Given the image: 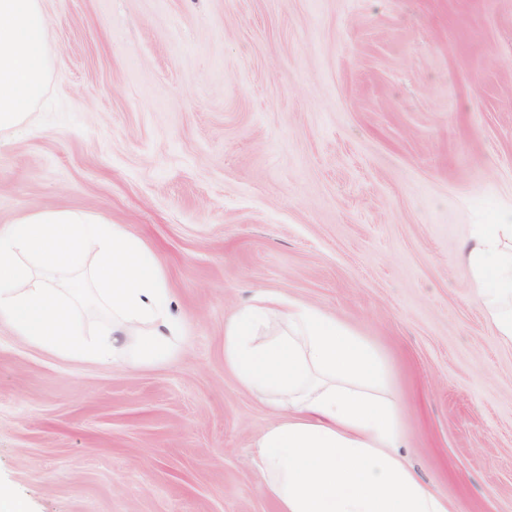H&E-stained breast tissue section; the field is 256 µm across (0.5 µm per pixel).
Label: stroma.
<instances>
[{
	"mask_svg": "<svg viewBox=\"0 0 512 512\" xmlns=\"http://www.w3.org/2000/svg\"><path fill=\"white\" fill-rule=\"evenodd\" d=\"M51 72L0 134V225L102 216L159 255L189 336L102 367L0 327V484L30 512H277L273 416L224 369L261 291L386 359L415 474L512 512V346L463 245L512 208V0H42Z\"/></svg>",
	"mask_w": 512,
	"mask_h": 512,
	"instance_id": "stroma-1",
	"label": "stroma"
}]
</instances>
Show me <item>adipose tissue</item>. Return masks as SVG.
Here are the masks:
<instances>
[{"label":"adipose tissue","mask_w":512,"mask_h":512,"mask_svg":"<svg viewBox=\"0 0 512 512\" xmlns=\"http://www.w3.org/2000/svg\"><path fill=\"white\" fill-rule=\"evenodd\" d=\"M41 0H0V131L33 119L49 78ZM474 294L512 343V209L464 247ZM63 357L147 367L186 330L155 252L127 225L35 209L0 225V325ZM224 367L276 416L253 463L279 512H450L409 467L384 362L345 322L263 292L224 322Z\"/></svg>","instance_id":"adipose-tissue-1"}]
</instances>
